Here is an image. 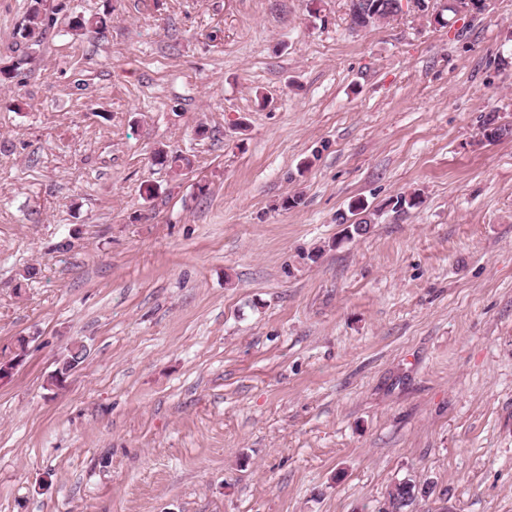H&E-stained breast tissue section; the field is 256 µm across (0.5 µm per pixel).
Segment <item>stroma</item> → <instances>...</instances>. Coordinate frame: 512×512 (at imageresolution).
I'll list each match as a JSON object with an SVG mask.
<instances>
[{"instance_id":"obj_1","label":"stroma","mask_w":512,"mask_h":512,"mask_svg":"<svg viewBox=\"0 0 512 512\" xmlns=\"http://www.w3.org/2000/svg\"><path fill=\"white\" fill-rule=\"evenodd\" d=\"M31 5L0 0V512H378L405 479L410 512H512V139L479 140L512 0L364 31L44 0L30 53Z\"/></svg>"}]
</instances>
